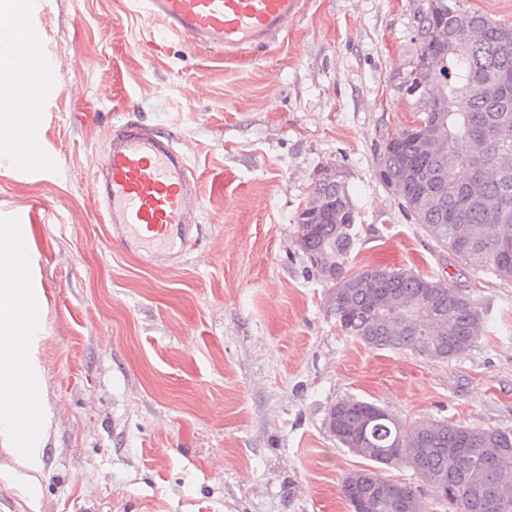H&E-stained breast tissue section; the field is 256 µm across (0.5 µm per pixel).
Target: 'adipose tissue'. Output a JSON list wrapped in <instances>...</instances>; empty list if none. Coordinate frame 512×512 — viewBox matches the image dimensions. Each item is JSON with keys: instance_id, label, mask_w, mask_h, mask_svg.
<instances>
[{"instance_id": "1", "label": "adipose tissue", "mask_w": 512, "mask_h": 512, "mask_svg": "<svg viewBox=\"0 0 512 512\" xmlns=\"http://www.w3.org/2000/svg\"><path fill=\"white\" fill-rule=\"evenodd\" d=\"M15 87L0 76V167L14 165L18 133L35 127L33 112L12 111ZM26 224H0V448L9 455L0 464V483L17 490L30 512H39L36 475L43 469V451L53 423L46 396L41 360L44 339V297L35 276L37 263ZM23 258L27 286L16 291L4 272L16 258ZM28 314L16 316V305ZM36 416L34 432H24L20 420L24 410Z\"/></svg>"}]
</instances>
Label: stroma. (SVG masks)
<instances>
[{
  "mask_svg": "<svg viewBox=\"0 0 512 512\" xmlns=\"http://www.w3.org/2000/svg\"><path fill=\"white\" fill-rule=\"evenodd\" d=\"M428 0H305L268 50L225 59L164 35L134 0H44L54 59L36 130L54 172L0 171V219L31 213L47 300L54 426L40 512H350L332 405L356 397L406 427L512 431V283L459 263L381 180ZM78 86L79 95L68 87ZM175 135L199 180L196 243L156 269L108 240L91 180L123 114ZM358 213L349 275L405 269L465 291L478 343L445 360L345 335L298 242L325 170Z\"/></svg>",
  "mask_w": 512,
  "mask_h": 512,
  "instance_id": "stroma-1",
  "label": "stroma"
}]
</instances>
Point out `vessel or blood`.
<instances>
[{
  "label": "vessel or blood",
  "instance_id": "1",
  "mask_svg": "<svg viewBox=\"0 0 512 512\" xmlns=\"http://www.w3.org/2000/svg\"><path fill=\"white\" fill-rule=\"evenodd\" d=\"M163 31L196 48L235 57L266 48L286 35L302 0H137ZM0 53L14 57L10 78L18 109L35 111L50 87L52 60L17 48L14 18L0 17ZM17 170L45 174L57 162L32 135L18 139ZM91 192L109 239L155 267L177 266L193 247L199 224L198 178L174 136L124 118L115 123L100 155Z\"/></svg>",
  "mask_w": 512,
  "mask_h": 512
}]
</instances>
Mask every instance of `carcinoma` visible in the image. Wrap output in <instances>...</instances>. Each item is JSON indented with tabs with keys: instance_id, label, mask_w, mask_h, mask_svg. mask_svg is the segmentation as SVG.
<instances>
[{
	"instance_id": "1",
	"label": "carcinoma",
	"mask_w": 512,
	"mask_h": 512,
	"mask_svg": "<svg viewBox=\"0 0 512 512\" xmlns=\"http://www.w3.org/2000/svg\"><path fill=\"white\" fill-rule=\"evenodd\" d=\"M420 122L384 143L379 166L403 210L462 263L512 282V25L448 0H429L419 21ZM357 211L342 181L317 182L299 217L298 242L331 284L341 330L376 349L449 359L484 331L482 312L459 288L402 269L345 274ZM336 441L373 462L342 479L351 512H426L411 487L376 465L405 466L440 493L449 512H512V432L438 420L405 427L376 404L343 398L328 414ZM489 455L486 471L472 458ZM492 492L491 506L480 497Z\"/></svg>"
}]
</instances>
